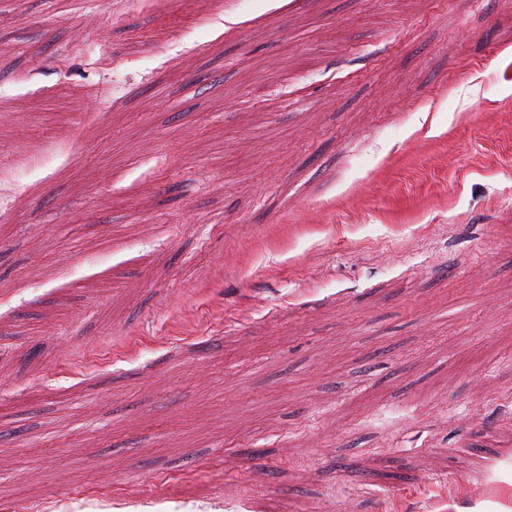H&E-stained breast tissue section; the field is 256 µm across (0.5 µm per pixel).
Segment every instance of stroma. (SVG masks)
<instances>
[{
  "instance_id": "obj_1",
  "label": "stroma",
  "mask_w": 512,
  "mask_h": 512,
  "mask_svg": "<svg viewBox=\"0 0 512 512\" xmlns=\"http://www.w3.org/2000/svg\"><path fill=\"white\" fill-rule=\"evenodd\" d=\"M208 3L0 0V512H512V0Z\"/></svg>"
}]
</instances>
